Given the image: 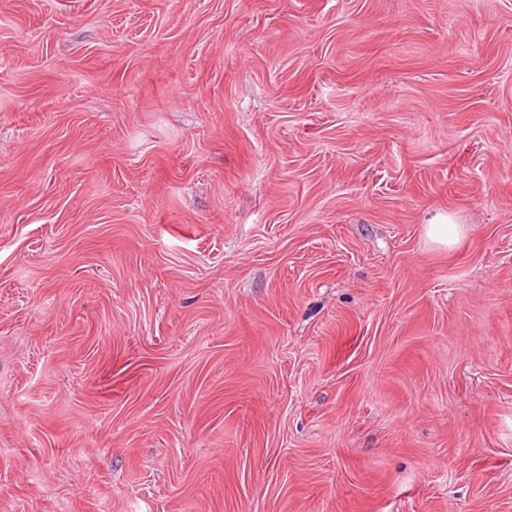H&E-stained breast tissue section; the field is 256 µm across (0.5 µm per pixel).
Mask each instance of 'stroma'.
Returning <instances> with one entry per match:
<instances>
[{
	"label": "stroma",
	"mask_w": 512,
	"mask_h": 512,
	"mask_svg": "<svg viewBox=\"0 0 512 512\" xmlns=\"http://www.w3.org/2000/svg\"><path fill=\"white\" fill-rule=\"evenodd\" d=\"M0 512H512V0H0ZM460 223L454 215L436 214L426 223V237L433 245L451 248L457 243L463 232V224Z\"/></svg>",
	"instance_id": "1"
}]
</instances>
